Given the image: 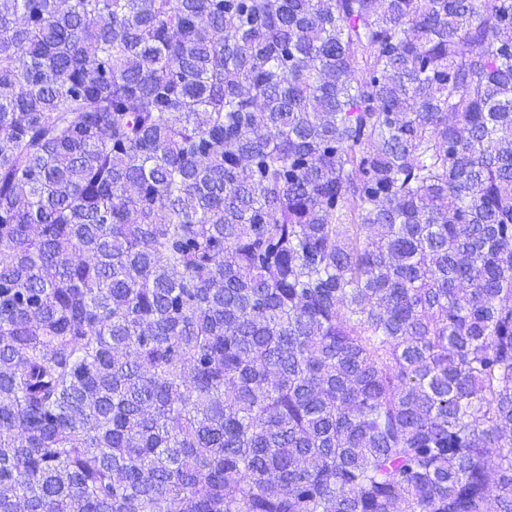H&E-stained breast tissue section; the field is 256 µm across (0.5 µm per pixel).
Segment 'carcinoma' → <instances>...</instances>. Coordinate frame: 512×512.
<instances>
[{
	"mask_svg": "<svg viewBox=\"0 0 512 512\" xmlns=\"http://www.w3.org/2000/svg\"><path fill=\"white\" fill-rule=\"evenodd\" d=\"M0 512H512V0H0Z\"/></svg>",
	"mask_w": 512,
	"mask_h": 512,
	"instance_id": "cac0c4a2",
	"label": "carcinoma"
}]
</instances>
